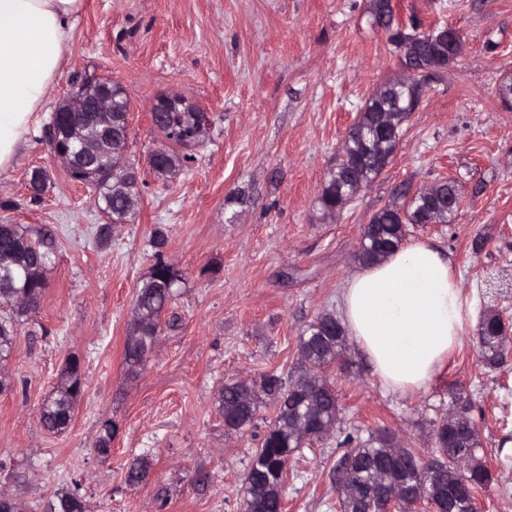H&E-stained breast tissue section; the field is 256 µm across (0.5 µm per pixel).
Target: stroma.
<instances>
[{
  "label": "stroma",
  "instance_id": "obj_1",
  "mask_svg": "<svg viewBox=\"0 0 512 512\" xmlns=\"http://www.w3.org/2000/svg\"><path fill=\"white\" fill-rule=\"evenodd\" d=\"M402 18L448 25L461 54L425 86L402 124L390 165L336 217L318 198L361 109L402 65L374 20L375 0H84L66 64L48 92L18 165L0 180V224L29 236L50 230L57 259L35 312L22 317L0 393V491L43 512L79 488L89 512H244L242 476L263 428L230 432L215 399L225 382L288 376L305 328L339 315L362 228L405 190L454 180L460 205L444 224H412L407 238L445 250L474 319L424 392L389 391L356 345L328 376L342 433L377 428L432 453L433 429L451 392L473 402L483 452L496 479L481 512H512V345L490 367L478 322L512 308L488 277L512 273V0H396ZM110 77L126 90L127 162L140 173L132 221L100 246L105 218L94 193L74 182L42 139L73 84ZM179 91L209 112L206 141L161 178L148 163L164 139L150 106ZM40 170L42 192L29 186ZM165 228L162 253L150 245ZM181 271L176 296L140 375L123 362L136 292L157 259ZM84 390L60 433L45 429L43 403L70 355ZM114 428L110 455L95 444ZM336 437L305 445L285 480V512H339ZM144 464L147 478L127 481Z\"/></svg>",
  "mask_w": 512,
  "mask_h": 512
}]
</instances>
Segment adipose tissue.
Listing matches in <instances>:
<instances>
[{
	"mask_svg": "<svg viewBox=\"0 0 512 512\" xmlns=\"http://www.w3.org/2000/svg\"><path fill=\"white\" fill-rule=\"evenodd\" d=\"M83 7L84 0H0V176L18 163ZM340 311L347 334L400 393L428 386L466 319L450 258L425 242L400 245L357 269Z\"/></svg>",
	"mask_w": 512,
	"mask_h": 512,
	"instance_id": "1",
	"label": "adipose tissue"
}]
</instances>
